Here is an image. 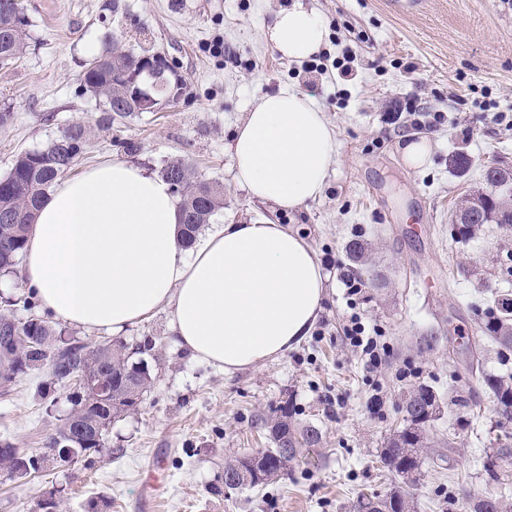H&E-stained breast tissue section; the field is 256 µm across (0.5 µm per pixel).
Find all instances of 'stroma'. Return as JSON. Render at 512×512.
<instances>
[{
  "instance_id": "1",
  "label": "stroma",
  "mask_w": 512,
  "mask_h": 512,
  "mask_svg": "<svg viewBox=\"0 0 512 512\" xmlns=\"http://www.w3.org/2000/svg\"><path fill=\"white\" fill-rule=\"evenodd\" d=\"M293 0H22L29 34L25 54L0 67V176L21 152L38 149L70 124L95 121L98 98L81 76L92 51L118 38L135 55L158 54L182 82L180 96L113 124L92 139L73 175L112 160L157 174L182 159L224 185L217 224L265 218L299 230L327 275V293L311 335L279 359L227 375L179 347L171 313L162 309L119 333L74 328L89 346L152 341L145 358L153 385L138 411L115 421L101 453L53 463L31 477L0 472V512H28L47 497L59 512H352L362 493H384L391 475L380 463L387 437L403 426L409 392L428 386L440 409L427 429L428 450L410 487L413 512H448L449 496L476 500L496 492L482 458L503 432L492 399L467 370L469 341L492 292L512 293L503 263L512 232L484 225L463 241L451 215L484 186L485 166L512 165V0H427L423 12L396 14L390 0H304L325 23L331 57L356 55L357 75L327 69L307 88L304 65L282 58L262 38ZM223 37L224 54L208 46ZM308 92L326 112L339 157L326 187L300 208L282 211L253 201L234 179L232 134L261 96L285 88ZM432 123L429 165L408 168L398 150L415 134L407 104ZM400 113L397 123L386 113ZM134 142L136 153L123 142ZM469 156L462 173L452 154ZM358 244L361 255L349 250ZM436 288L424 291L421 279ZM360 293L348 295L346 278ZM360 314L389 351L369 368L346 343L342 326ZM48 371L0 392V442L46 454V440L71 405L56 387L41 396ZM465 397L481 410L463 421ZM320 441L264 487L224 486L231 457L269 445L265 422L280 407ZM460 445L448 446L449 435Z\"/></svg>"
}]
</instances>
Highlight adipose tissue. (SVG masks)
Here are the masks:
<instances>
[{
  "label": "adipose tissue",
  "instance_id": "adipose-tissue-1",
  "mask_svg": "<svg viewBox=\"0 0 512 512\" xmlns=\"http://www.w3.org/2000/svg\"><path fill=\"white\" fill-rule=\"evenodd\" d=\"M301 61L325 40L321 14L295 0L263 33ZM235 178L249 196L294 210L320 196L338 159L337 134L313 99L259 98L232 135ZM170 184L115 160L58 181L43 199L23 277L56 320L121 331L171 310L177 343L227 373L279 359L311 333L327 276L312 246L281 224L215 226L181 245Z\"/></svg>",
  "mask_w": 512,
  "mask_h": 512
}]
</instances>
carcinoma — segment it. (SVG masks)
<instances>
[{"mask_svg": "<svg viewBox=\"0 0 512 512\" xmlns=\"http://www.w3.org/2000/svg\"><path fill=\"white\" fill-rule=\"evenodd\" d=\"M22 10L21 0H0V64L9 65L19 59L27 48L26 23H12L7 13ZM141 57L123 50L117 43L93 57L83 75V86L102 102V113L96 123L77 122L69 125L58 137L46 146L24 152L16 157L7 175L0 177V272L16 271L27 245V231L34 223L36 211L49 189L66 175L85 153L87 146L97 133L112 126L118 119H125L144 111L139 102L128 93L116 73L131 69ZM172 171L179 175L180 190L176 195L181 200L182 243L186 246L196 240L198 232L210 223L215 214L224 208V185L214 179L207 180L198 175L196 168L182 159L172 160L161 167L160 172ZM512 213V193L502 190L490 192L486 216L476 213L464 224L452 225L454 236L462 239L474 235L479 227L488 222L487 216L495 211ZM31 312L30 317L20 322L6 311L0 313V344L9 341L18 343L17 357L0 365V388L8 390L19 378L38 369L36 363L42 359L58 358L65 371L51 376L52 384H66L75 372L88 371L106 377L111 395L99 400L92 389L80 394H69L71 410L56 435L47 443L49 448H66L73 457L87 455L96 426H101L98 438H105L112 419L121 413L137 409L142 397L151 385V374L147 362L140 358L146 349L133 348L120 342L104 348H88L78 342L61 340L65 330L57 328L47 318L33 313L37 302L32 292L21 291L10 301ZM480 339L471 346V358L467 369L480 373L481 381L492 395L496 408L512 410V375L485 374L482 372L481 351L486 342L499 344L512 351V298L497 299L496 309L487 312L480 326ZM33 336H41L46 342L39 346L29 344ZM434 397L428 387H420L409 394L403 406V429L394 433L381 449L380 459L385 469L400 480L384 495L362 494L355 504V512H382L376 507L381 502L388 512H403L410 508L409 494L403 487L404 474L417 470L422 465L425 448V431L432 417L423 415L422 401ZM270 433L271 447L264 449L266 458L274 465L265 470V477L250 483L252 487L265 485L278 478L287 462L295 459L303 446L319 442V432L314 427L301 431L288 423V408H280V415L266 421ZM0 465L7 470L28 477L39 472L43 465L32 462V455L19 451L8 442H0ZM512 466V448L502 446L486 455L483 470L489 479L507 489L508 468ZM470 512H507L503 497L488 495L469 503Z\"/></svg>", "mask_w": 512, "mask_h": 512, "instance_id": "cac0c4a2", "label": "carcinoma"}]
</instances>
